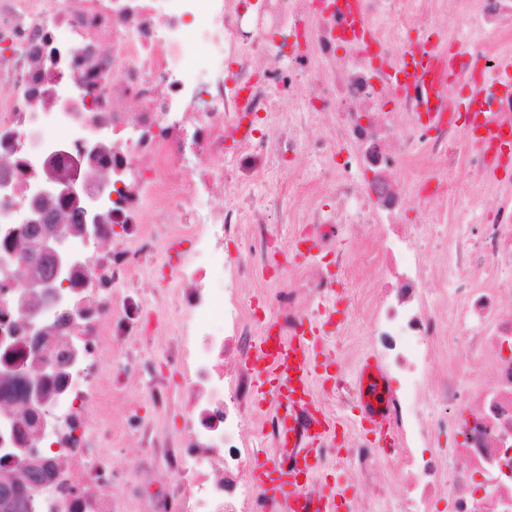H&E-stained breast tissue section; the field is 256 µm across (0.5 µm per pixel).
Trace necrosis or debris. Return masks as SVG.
<instances>
[{
	"label": "necrosis or debris",
	"mask_w": 512,
	"mask_h": 512,
	"mask_svg": "<svg viewBox=\"0 0 512 512\" xmlns=\"http://www.w3.org/2000/svg\"><path fill=\"white\" fill-rule=\"evenodd\" d=\"M455 36L448 42L454 83L475 91V71L490 73L502 63L496 39L512 38V0H447ZM373 41L351 36L338 0H70L54 10L50 0H0V253L28 252L34 235L28 207L39 191L48 156L78 155L97 146V175L86 199L99 216L83 224L55 223L77 262L67 289L70 307L44 316V351L51 359L72 352L58 381H45L43 408L52 417L32 420L26 379L8 380L6 364L39 371L25 342L28 315L16 303L40 297L14 269H0V474L13 475V454L27 439L40 438L53 452L54 477L32 504V512H113L112 455L108 434L91 431L86 420L98 412L112 418V339L144 336L152 325L183 315L184 339L170 350L173 372L157 376L149 395L153 411L166 419L172 392L186 405L180 426L150 438L140 467L165 460L168 487L152 512H224V469L248 473L250 451L240 448L238 419L247 410V383L232 392L214 361L224 355V333H245L247 307L226 292L227 278L269 263L272 242L224 261V241L242 220L265 221L268 198L243 203L236 197L213 205L204 189L233 182L238 171L224 155V128L247 92L252 112L279 111L284 101L302 100L308 113L326 112L335 133L318 145L334 157L325 171L335 208L312 210L311 224H374L380 229L372 334L391 362L405 371L410 406L394 423L412 421L420 435L424 394L448 406L449 423L460 425L461 447L449 448L448 465L428 460L429 481L411 488L402 512H428L434 499L448 512H512V204L498 208L496 223L482 216L446 224L433 219L431 237L399 230L405 194L399 184L418 160L419 149L445 170L464 161V180L439 183L434 191L455 196L463 188L492 187L490 157L475 146L465 126L451 118L454 97L440 100L443 117L424 125L419 92L399 89L395 76L406 62L410 36L437 38L428 0H360ZM387 16L389 27L376 23ZM490 33L476 42L467 30ZM270 69L253 78L254 54ZM323 75H314L313 63ZM287 80H280V73ZM206 149L210 166L198 173L185 163L192 148ZM165 200L179 222L160 249L157 233L144 223L145 197ZM452 242L453 286L447 311L428 300L435 274L423 257ZM154 262L151 312L127 301L112 305V291L127 287L135 260ZM453 326H445L444 315ZM447 336L462 348L448 372L434 380L430 348ZM491 385L472 388L482 372ZM493 486L492 496L475 493L476 481Z\"/></svg>",
	"instance_id": "1"
}]
</instances>
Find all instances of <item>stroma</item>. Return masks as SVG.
Instances as JSON below:
<instances>
[{"mask_svg":"<svg viewBox=\"0 0 512 512\" xmlns=\"http://www.w3.org/2000/svg\"><path fill=\"white\" fill-rule=\"evenodd\" d=\"M247 128L225 139L224 154L236 159L242 179L251 190L261 194L275 188L280 199L290 200L286 209L267 213L265 225L244 223L237 238L225 241L224 252L236 255L249 242L264 233L277 246V260L268 267L237 275L233 279L236 294L243 299L254 322L255 331L272 324H284L288 318L315 320L323 336L326 363L320 367L312 395L339 423L338 444L328 449L331 466L317 472L320 482L341 477L354 491L350 512H399L405 494L400 455L379 463L369 476L344 467L341 457L345 448L369 434L359 404L348 384L363 357L383 358L380 346L370 336L373 312L369 305V284L375 283L378 271L370 264V252L377 245V228L368 224H309L304 220L308 206L323 211L334 207L327 193L323 172L327 158L310 153H283L267 162L249 153L244 144ZM431 171L427 159H420L405 175L410 197L406 221L417 234H429V212L454 220L458 214L471 211L478 201L477 193L462 192L443 199L431 197L429 206L418 202L424 191L423 181ZM310 188L312 198L297 194L298 186ZM335 280L332 288L320 287L321 279ZM336 306L334 317L320 314L321 306ZM180 318L174 317L157 329L148 343L130 347L127 340L112 345V419L104 421L91 416L92 430L112 431V501L114 512H147L151 501L162 490L168 478L163 466L134 470L130 462L139 455L145 425L153 411L147 402L148 390L166 364L170 344L180 329ZM425 420L433 430L432 438H409L416 456L428 457L438 449L460 441L457 430L448 426V412L437 402H428ZM275 411L250 403L242 427V445L259 454H272L275 448Z\"/></svg>","mask_w":512,"mask_h":512,"instance_id":"stroma-1","label":"stroma"}]
</instances>
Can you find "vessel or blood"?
I'll return each instance as SVG.
<instances>
[{
  "label": "vessel or blood",
  "mask_w": 512,
  "mask_h": 512,
  "mask_svg": "<svg viewBox=\"0 0 512 512\" xmlns=\"http://www.w3.org/2000/svg\"><path fill=\"white\" fill-rule=\"evenodd\" d=\"M422 63L400 71L399 80L419 87L426 98L444 93L451 80L443 67L444 54L437 43L422 41L416 48ZM484 89L494 95L512 94V63L500 67L485 79ZM469 135L487 148L497 150L502 140V123L487 115L484 102L470 100ZM321 343L318 328L310 320L297 319L289 334L262 332L252 344L245 368L256 402L281 409L278 418L276 454L259 461L254 471V485L264 512H340L348 493L340 483L327 485L324 492H313L302 475L323 462L325 449L334 447L336 420L315 407L311 384L319 364ZM362 416L377 429V436L367 440L370 448L390 449L389 432L396 412L394 399L386 385L379 362L365 358L353 378Z\"/></svg>",
  "instance_id": "obj_1"
}]
</instances>
